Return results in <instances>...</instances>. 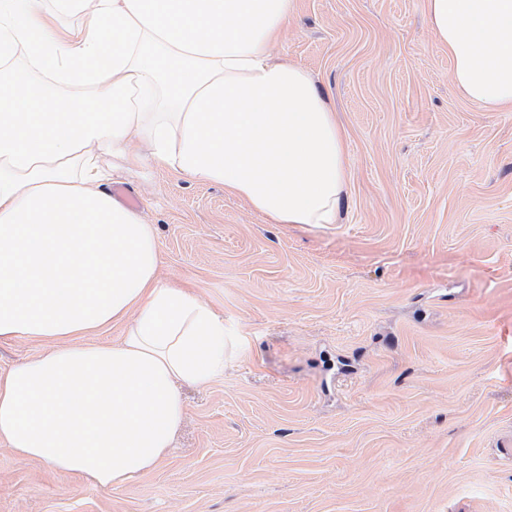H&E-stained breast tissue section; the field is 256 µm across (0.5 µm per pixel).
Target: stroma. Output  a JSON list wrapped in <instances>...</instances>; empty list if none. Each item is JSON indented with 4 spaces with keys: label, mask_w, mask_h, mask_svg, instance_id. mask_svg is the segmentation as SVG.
<instances>
[{
    "label": "stroma",
    "mask_w": 512,
    "mask_h": 512,
    "mask_svg": "<svg viewBox=\"0 0 512 512\" xmlns=\"http://www.w3.org/2000/svg\"><path fill=\"white\" fill-rule=\"evenodd\" d=\"M277 61L336 110L337 224L223 185L114 178L164 282L229 331L152 472L112 487L0 445V512H512V111L450 82L424 0H297Z\"/></svg>",
    "instance_id": "1"
}]
</instances>
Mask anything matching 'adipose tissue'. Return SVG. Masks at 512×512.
Masks as SVG:
<instances>
[{
  "instance_id": "obj_1",
  "label": "adipose tissue",
  "mask_w": 512,
  "mask_h": 512,
  "mask_svg": "<svg viewBox=\"0 0 512 512\" xmlns=\"http://www.w3.org/2000/svg\"><path fill=\"white\" fill-rule=\"evenodd\" d=\"M469 100L512 109V0H425ZM296 0H0V338L50 344L0 372V443L92 485L153 470L180 385L224 369L223 315L162 283L153 225L105 186L143 162L223 185L273 224H333L336 114L276 62ZM78 15L76 34L56 19ZM125 323L116 343L96 341Z\"/></svg>"
}]
</instances>
